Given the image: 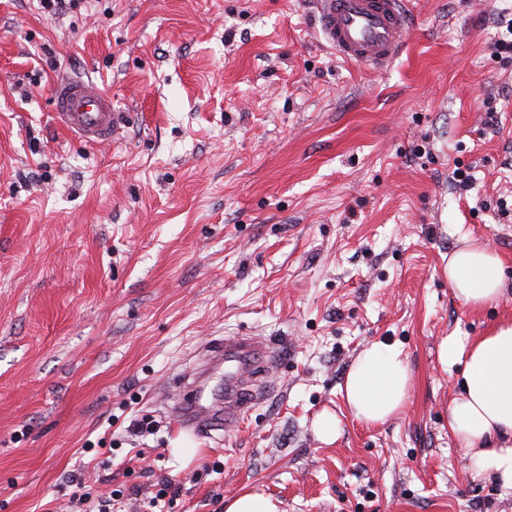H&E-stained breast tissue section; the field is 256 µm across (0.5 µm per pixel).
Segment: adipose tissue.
<instances>
[{"label": "adipose tissue", "instance_id": "ef3b65f1", "mask_svg": "<svg viewBox=\"0 0 512 512\" xmlns=\"http://www.w3.org/2000/svg\"><path fill=\"white\" fill-rule=\"evenodd\" d=\"M448 282L463 305L481 308L512 295L500 257L469 243L448 259ZM445 371L461 368L458 392L448 408V427L478 476L494 477L512 491V323L472 344L445 337L439 347ZM412 373L401 345L376 342L353 361L341 388L358 420L384 423L404 408Z\"/></svg>", "mask_w": 512, "mask_h": 512}]
</instances>
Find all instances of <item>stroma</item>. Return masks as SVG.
Wrapping results in <instances>:
<instances>
[{
	"mask_svg": "<svg viewBox=\"0 0 512 512\" xmlns=\"http://www.w3.org/2000/svg\"><path fill=\"white\" fill-rule=\"evenodd\" d=\"M404 11L380 73L336 54L311 0H0V512L111 492L112 512H224L254 491L282 512H512L448 428L438 359L512 322V297L466 307L446 272L469 240L512 281V61L493 48L512 0ZM62 78L111 96V141L58 126ZM242 334L279 355L262 400L179 431L168 383ZM373 342L412 371L382 424L340 393Z\"/></svg>",
	"mask_w": 512,
	"mask_h": 512,
	"instance_id": "1",
	"label": "stroma"
}]
</instances>
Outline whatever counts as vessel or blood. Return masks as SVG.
Returning <instances> with one entry per match:
<instances>
[{
    "label": "vessel or blood",
    "instance_id": "vessel-or-blood-1",
    "mask_svg": "<svg viewBox=\"0 0 512 512\" xmlns=\"http://www.w3.org/2000/svg\"><path fill=\"white\" fill-rule=\"evenodd\" d=\"M402 0H315L327 42L345 59L383 71L403 49L409 27ZM55 117L71 137L89 145L109 142L116 131L112 98L90 80L64 79L54 92ZM275 364L261 336L221 338L197 354L172 406L179 429L207 436L233 425L256 402ZM224 371V400L209 395L210 373Z\"/></svg>",
    "mask_w": 512,
    "mask_h": 512
}]
</instances>
